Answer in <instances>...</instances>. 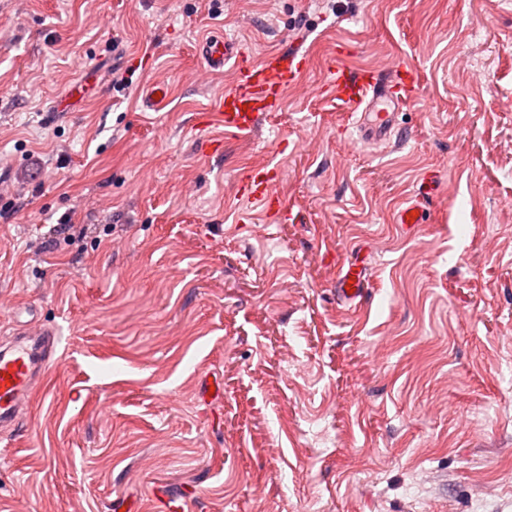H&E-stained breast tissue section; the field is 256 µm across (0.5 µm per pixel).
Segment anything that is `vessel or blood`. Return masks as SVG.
<instances>
[{"label": "vessel or blood", "mask_w": 512, "mask_h": 512, "mask_svg": "<svg viewBox=\"0 0 512 512\" xmlns=\"http://www.w3.org/2000/svg\"><path fill=\"white\" fill-rule=\"evenodd\" d=\"M200 58L209 70L231 65L232 80L211 113L213 120L239 138L255 134L261 119L278 112L282 94L299 82L307 65L301 48L278 54L272 59L254 62L243 57L237 44L216 37L206 40ZM318 93L335 98L345 111L357 119L365 139L384 141L391 137L394 117L415 91V78L407 65H399L392 76L385 77L370 68H352L330 62ZM279 171L254 169L239 183V193L260 204L275 222L287 223L290 213L277 190ZM363 270L351 265L342 270L336 296L351 303L363 293ZM61 338L52 327L18 329L0 344V430L14 431L24 418L35 394V387L59 362Z\"/></svg>", "instance_id": "obj_1"}]
</instances>
